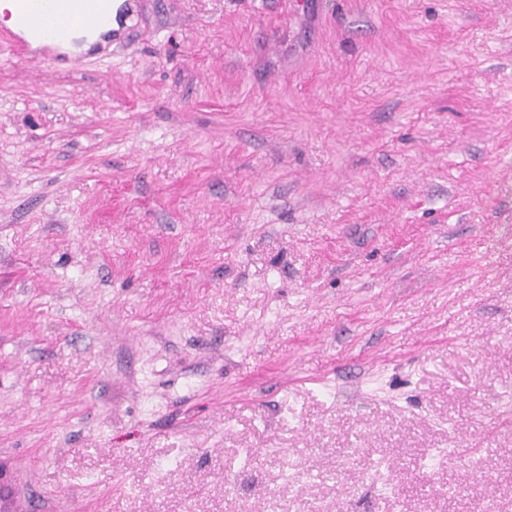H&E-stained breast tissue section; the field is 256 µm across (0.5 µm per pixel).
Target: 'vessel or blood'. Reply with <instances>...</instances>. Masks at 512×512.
Masks as SVG:
<instances>
[{"instance_id":"b4317fda","label":"vessel or blood","mask_w":512,"mask_h":512,"mask_svg":"<svg viewBox=\"0 0 512 512\" xmlns=\"http://www.w3.org/2000/svg\"><path fill=\"white\" fill-rule=\"evenodd\" d=\"M13 28L7 41L23 52L32 43L42 47L41 57L57 62L61 46L76 33L96 36V50L119 44L136 16L137 0H11Z\"/></svg>"}]
</instances>
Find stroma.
Instances as JSON below:
<instances>
[{
    "label": "stroma",
    "instance_id": "35a3bbf8",
    "mask_svg": "<svg viewBox=\"0 0 512 512\" xmlns=\"http://www.w3.org/2000/svg\"><path fill=\"white\" fill-rule=\"evenodd\" d=\"M0 493L512 512V0L0 38Z\"/></svg>",
    "mask_w": 512,
    "mask_h": 512
}]
</instances>
